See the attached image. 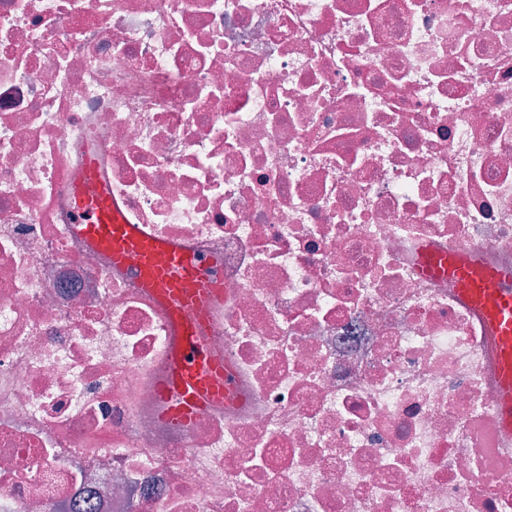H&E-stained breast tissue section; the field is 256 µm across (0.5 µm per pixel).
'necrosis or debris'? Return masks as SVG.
<instances>
[{
	"label": "necrosis or debris",
	"mask_w": 512,
	"mask_h": 512,
	"mask_svg": "<svg viewBox=\"0 0 512 512\" xmlns=\"http://www.w3.org/2000/svg\"><path fill=\"white\" fill-rule=\"evenodd\" d=\"M211 260L236 379L187 425L173 328L78 234ZM512 272V0H0V512H512L483 317ZM422 272L448 275L458 281L463 297L486 320L495 337L502 363V398L498 416L504 429L512 431V274L476 267L463 254L426 255Z\"/></svg>",
	"instance_id": "1"
}]
</instances>
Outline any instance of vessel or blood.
<instances>
[{
  "label": "vessel or blood",
  "mask_w": 512,
  "mask_h": 512,
  "mask_svg": "<svg viewBox=\"0 0 512 512\" xmlns=\"http://www.w3.org/2000/svg\"><path fill=\"white\" fill-rule=\"evenodd\" d=\"M76 195L77 231L113 262L131 263L143 288L157 297L172 324L170 372L159 391L168 402L167 419L188 424L203 414L210 401L233 391L230 369L214 360L200 340L208 301L221 287L219 275L202 258L148 236L141 225L125 223L111 196L99 186L94 167H87ZM421 270L457 280L463 297L483 314L502 363L498 416L511 432L512 274L476 267L462 254L425 256Z\"/></svg>",
  "instance_id": "vessel-or-blood-1"
}]
</instances>
